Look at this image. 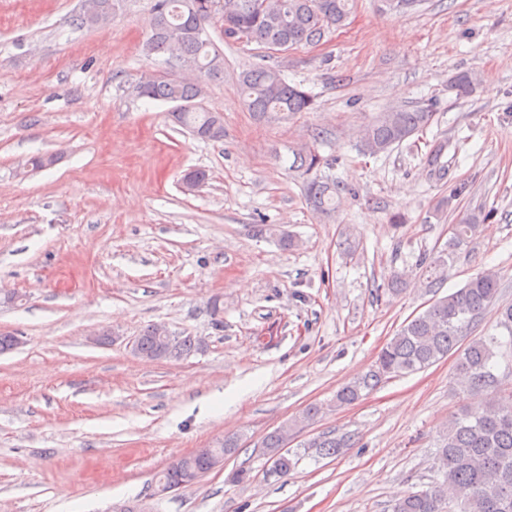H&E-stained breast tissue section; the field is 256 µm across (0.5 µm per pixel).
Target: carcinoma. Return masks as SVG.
<instances>
[{
  "instance_id": "1",
  "label": "carcinoma",
  "mask_w": 512,
  "mask_h": 512,
  "mask_svg": "<svg viewBox=\"0 0 512 512\" xmlns=\"http://www.w3.org/2000/svg\"><path fill=\"white\" fill-rule=\"evenodd\" d=\"M122 0H81L78 13L68 24L75 29L103 27L112 19L111 8ZM353 0H153L150 36L151 52L170 55L191 78L150 74L138 82L136 96L186 108L168 112L172 124L204 141L224 139V118L204 106L206 80L224 73V57L212 41L195 30L201 23L220 16L224 37L255 41L264 46L320 43L334 28L344 24ZM476 78L463 72L455 75L448 89L459 98L475 89ZM243 104L263 121L285 119L313 106L310 94L288 83L280 70L254 66L240 75ZM433 113L425 110L392 109L381 112L361 131L359 151L377 156L423 131ZM328 160L316 151L304 149L294 155L292 168L311 174ZM350 193L339 181L314 177L306 184V197L317 212L336 209ZM476 219L465 216L452 225L448 252L423 257L416 268L435 293L444 281L448 258L475 233ZM499 276L493 270L469 279L455 292L436 297L427 308L408 319L384 345L376 361L363 375L345 383L337 391L335 407H347L387 380L420 372L457 355L456 391L464 396H482L483 405L473 412L464 409L450 415L440 430L435 467L438 478L397 500L391 512H512V387L501 386L494 373L495 337L467 339L468 330L495 301ZM191 336H181L161 324H151L135 337L132 354L146 361L178 360L197 348ZM292 436V427L282 425L265 434L260 448L270 466L266 479L284 478L299 461L296 452H282ZM354 443V435L319 434L307 444L318 458H336ZM239 438L227 435L208 448L180 457L154 477L156 495L198 483L215 463L237 454Z\"/></svg>"
}]
</instances>
